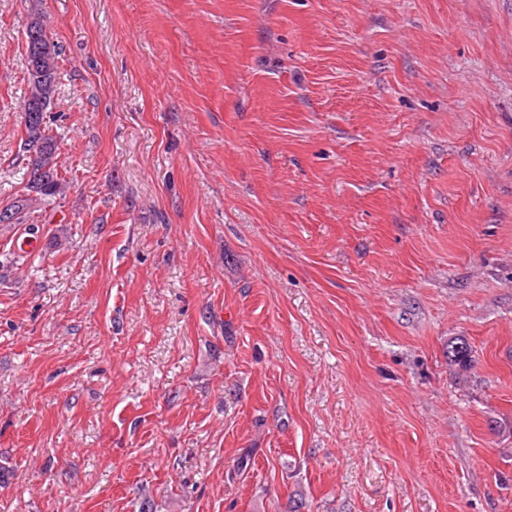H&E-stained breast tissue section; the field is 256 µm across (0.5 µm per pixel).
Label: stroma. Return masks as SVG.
I'll return each mask as SVG.
<instances>
[{"label": "stroma", "mask_w": 512, "mask_h": 512, "mask_svg": "<svg viewBox=\"0 0 512 512\" xmlns=\"http://www.w3.org/2000/svg\"><path fill=\"white\" fill-rule=\"evenodd\" d=\"M35 10L0 512H512V0H0V205ZM46 26L41 12L35 10L30 15L25 29L27 93L22 112L23 136L21 137L25 169L24 186L20 193L0 207V226L23 223L31 214L42 211L57 197L63 196L67 188L60 170L62 165L57 136L53 133L50 122L46 120L59 94L58 72L61 54L51 37H49L50 44L32 39L33 31ZM41 59L48 73L42 78L43 69L34 68L32 72L42 78L34 79L30 66L41 65L39 63ZM29 109L36 112H32L34 115L25 120L24 115ZM471 354V347L463 337H453L448 340V366L459 375L470 369Z\"/></svg>", "instance_id": "obj_1"}]
</instances>
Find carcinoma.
Returning a JSON list of instances; mask_svg holds the SVG:
<instances>
[{"label":"carcinoma","instance_id":"1","mask_svg":"<svg viewBox=\"0 0 512 512\" xmlns=\"http://www.w3.org/2000/svg\"><path fill=\"white\" fill-rule=\"evenodd\" d=\"M46 27L43 15L34 11L25 29V64L27 93L23 110H34V115L22 120L21 151L24 161V186L20 193L0 206V226L21 224L26 218L51 205L65 193L67 183L61 175L57 136L53 133L47 114L51 112L59 94L58 72L60 51L55 42L45 43L32 38V32ZM44 62L48 73L41 79L31 75V65ZM472 350L466 339H448V366L458 374L468 371Z\"/></svg>","mask_w":512,"mask_h":512}]
</instances>
